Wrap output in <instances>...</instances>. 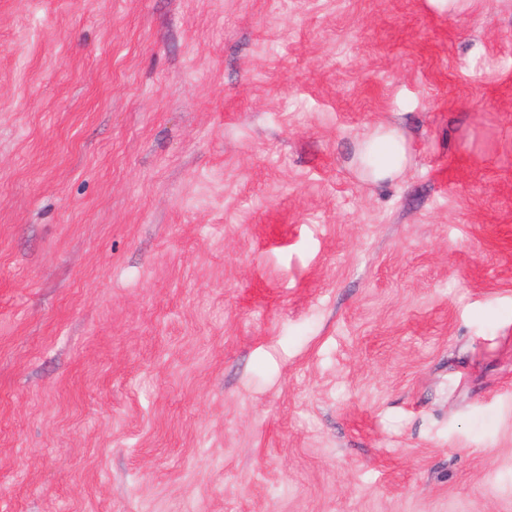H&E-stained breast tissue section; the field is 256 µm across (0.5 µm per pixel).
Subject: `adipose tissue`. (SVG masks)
<instances>
[{
  "label": "adipose tissue",
  "mask_w": 512,
  "mask_h": 512,
  "mask_svg": "<svg viewBox=\"0 0 512 512\" xmlns=\"http://www.w3.org/2000/svg\"><path fill=\"white\" fill-rule=\"evenodd\" d=\"M405 161L403 140L390 125H377L357 144L356 164L372 182L386 183L394 180L403 173Z\"/></svg>",
  "instance_id": "1"
}]
</instances>
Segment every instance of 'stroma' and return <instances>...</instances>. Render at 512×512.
Returning a JSON list of instances; mask_svg holds the SVG:
<instances>
[{
	"label": "stroma",
	"instance_id": "stroma-1",
	"mask_svg": "<svg viewBox=\"0 0 512 512\" xmlns=\"http://www.w3.org/2000/svg\"><path fill=\"white\" fill-rule=\"evenodd\" d=\"M0 512H512V0H0ZM406 151L395 128L377 125L357 144L356 164L362 174L375 183H386L400 176L405 167Z\"/></svg>",
	"mask_w": 512,
	"mask_h": 512
}]
</instances>
